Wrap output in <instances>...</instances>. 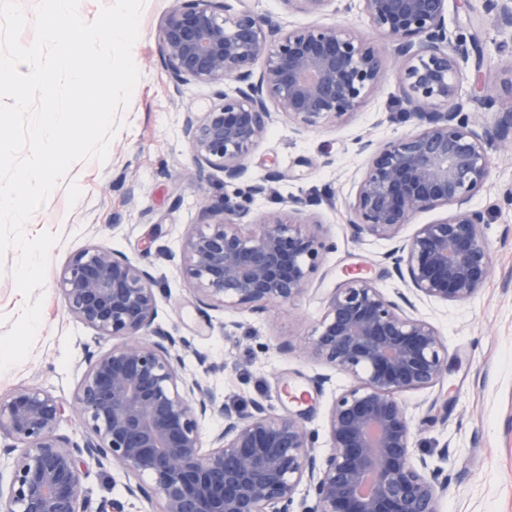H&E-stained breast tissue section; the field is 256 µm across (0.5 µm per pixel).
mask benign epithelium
I'll return each mask as SVG.
<instances>
[{"instance_id":"benign-epithelium-1","label":"benign epithelium","mask_w":512,"mask_h":512,"mask_svg":"<svg viewBox=\"0 0 512 512\" xmlns=\"http://www.w3.org/2000/svg\"><path fill=\"white\" fill-rule=\"evenodd\" d=\"M331 0H284L290 9L323 13ZM379 37L374 44L338 23L289 29L255 15L245 0H172L157 40L177 83L215 89L205 112L184 113L182 131L199 164L224 183L249 180L248 158L273 115L298 132L353 114L385 75L387 49L398 65L402 115L415 130L392 141L360 139L368 167L348 206L354 236L393 240L419 213L447 209L390 253L418 296L462 303L491 274L485 215L473 196L488 180L489 148L498 132L470 119L493 96L479 83L464 92L459 72L477 51L476 36L448 30V0H358ZM485 11L512 28V0H483ZM282 178L271 171L248 185L265 196ZM299 198L257 217L242 204L219 208L201 199L206 223L182 245L183 275L201 306L263 311L305 292L321 259L313 221ZM218 222H208L216 213ZM156 279L110 248L76 253L58 279L66 311L95 331L107 349L91 354L70 408L46 390L19 388L0 398V435L13 444L0 512H125L121 501L91 510L82 457L112 463L129 495L157 512H439L448 478L415 457L401 396L448 376L445 344L429 322L388 298L367 275L329 293L305 357L351 378L327 419L331 448L319 455L302 412L272 413L261 401L233 413L185 371L181 348L158 322ZM85 429L83 443L59 433L66 411ZM224 417L205 445L202 423ZM306 485L312 505L296 503Z\"/></svg>"}]
</instances>
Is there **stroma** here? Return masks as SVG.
Here are the masks:
<instances>
[{
  "label": "stroma",
  "instance_id": "stroma-1",
  "mask_svg": "<svg viewBox=\"0 0 512 512\" xmlns=\"http://www.w3.org/2000/svg\"><path fill=\"white\" fill-rule=\"evenodd\" d=\"M171 0H145L133 59L139 81L127 108L118 112L106 162L72 166L54 189L49 206L38 209L26 232L57 233L43 288L42 325L30 355L0 373V397L17 388L38 386L62 401H72L86 369L88 353L100 345L63 306L56 286L59 272L84 247L100 244L147 267L155 276L159 323L172 336L186 338V371L222 394L226 407L242 411L262 399L273 412L300 397L303 423L316 438L318 453L330 448L327 416L346 376L307 360L299 347L307 342L326 307L329 288L354 273L367 271L388 296L406 284L386 255L392 241L355 238L346 203L366 168L357 139L367 135L386 142L411 129L401 115L395 71H388L349 118L299 134L287 117L274 115L249 169L262 179L269 168L282 178L273 195L249 198L246 184L226 185L214 167L198 164L182 134V116L214 103L212 87L193 81L175 83L160 54L157 32ZM254 13L291 28L342 22L357 34H369L358 0H331L323 14L289 10L282 0H248ZM449 27H474L484 57L485 84L497 100L494 111L476 120L497 127L512 112V29L476 7L470 18L449 14ZM491 150L489 179L473 197L486 211L484 235L492 253V272L472 300L456 304L416 300L413 316L439 331L452 367L443 384L406 393L402 401L412 429L414 455L423 456L448 476L440 512H512V127ZM250 203L254 213L284 207L288 198L307 201L317 223L313 230L330 244L309 276L307 290L294 301L266 311L198 309L191 283L182 273V244L192 225L202 223L201 198ZM17 254L0 262V333L10 330L24 299L9 274ZM85 481L92 504L118 499L125 512H151L143 498L125 491L120 468L86 458Z\"/></svg>",
  "mask_w": 512,
  "mask_h": 512
}]
</instances>
